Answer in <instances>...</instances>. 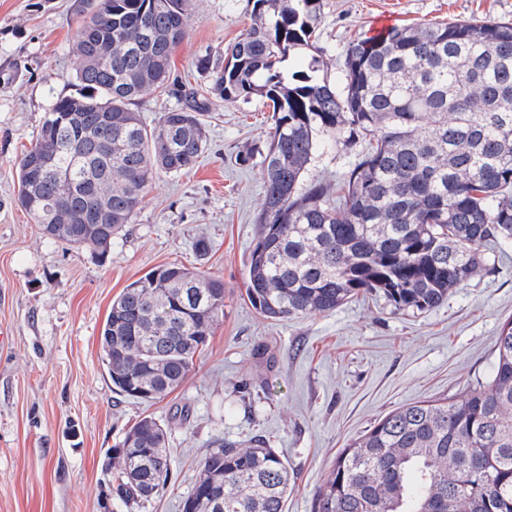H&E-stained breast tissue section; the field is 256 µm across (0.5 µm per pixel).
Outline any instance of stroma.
<instances>
[{
    "label": "stroma",
    "mask_w": 512,
    "mask_h": 512,
    "mask_svg": "<svg viewBox=\"0 0 512 512\" xmlns=\"http://www.w3.org/2000/svg\"><path fill=\"white\" fill-rule=\"evenodd\" d=\"M75 0H0V512H117L107 503L112 449L138 420L169 427L171 480L147 508L181 512L217 438H260L294 473L286 512H312L338 454L389 412L448 400L486 383L512 319V244L487 251L488 272L440 307L393 312L379 295L288 321L261 317L245 295L263 201L261 154L272 127L259 98H211L207 149L191 171L158 174L107 260L44 237L15 202L17 163L46 113L71 90ZM321 75L338 80L347 48L396 26L448 20L512 23V0H323ZM172 79L206 93L195 62L224 56L251 24L249 0H191ZM360 146L321 135L306 181L336 190ZM211 242L206 255L198 238ZM224 282V316L194 368L154 402L112 387L99 336L126 285L163 264Z\"/></svg>",
    "instance_id": "1"
}]
</instances>
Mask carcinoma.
I'll return each mask as SVG.
<instances>
[{"mask_svg":"<svg viewBox=\"0 0 512 512\" xmlns=\"http://www.w3.org/2000/svg\"><path fill=\"white\" fill-rule=\"evenodd\" d=\"M189 0H79L75 91L57 97L18 163L17 201L55 241L101 261L156 175L193 168L207 137L195 93L148 126L134 106L169 88ZM323 0H252V24L196 69L226 101L273 112L262 153L246 297L264 318L333 311L361 293L396 311L441 306L512 243V24L393 27L352 44L340 82L279 64L309 46ZM366 142L342 187L304 186L319 134ZM224 316V282L158 266L112 300L99 345L120 394L180 387ZM485 385L397 408L337 456L313 512H512V320ZM168 429L146 416L112 449L113 496L150 501L171 479ZM183 512H285L293 475L274 448L215 440Z\"/></svg>","mask_w":512,"mask_h":512,"instance_id":"1","label":"carcinoma"}]
</instances>
